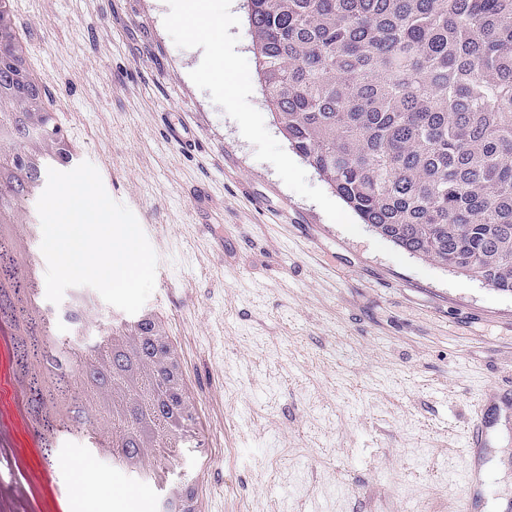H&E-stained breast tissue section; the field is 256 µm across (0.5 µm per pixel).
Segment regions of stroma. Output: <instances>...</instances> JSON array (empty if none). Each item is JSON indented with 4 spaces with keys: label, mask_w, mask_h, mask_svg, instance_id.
I'll use <instances>...</instances> for the list:
<instances>
[{
    "label": "stroma",
    "mask_w": 512,
    "mask_h": 512,
    "mask_svg": "<svg viewBox=\"0 0 512 512\" xmlns=\"http://www.w3.org/2000/svg\"><path fill=\"white\" fill-rule=\"evenodd\" d=\"M14 0L81 160L158 257L195 397L174 475L203 512H512V292L376 234L290 149L261 93L244 0ZM220 31L233 75L190 39ZM187 125V152L164 133ZM210 224L224 227L216 249ZM483 406L485 480L460 450ZM39 466L0 419V479ZM72 512H161L124 469Z\"/></svg>",
    "instance_id": "obj_1"
}]
</instances>
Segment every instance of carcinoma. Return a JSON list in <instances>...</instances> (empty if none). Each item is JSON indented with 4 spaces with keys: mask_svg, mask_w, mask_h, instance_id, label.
<instances>
[{
    "mask_svg": "<svg viewBox=\"0 0 512 512\" xmlns=\"http://www.w3.org/2000/svg\"><path fill=\"white\" fill-rule=\"evenodd\" d=\"M291 149L381 237L512 292V0H246Z\"/></svg>",
    "mask_w": 512,
    "mask_h": 512,
    "instance_id": "cac0c4a2",
    "label": "carcinoma"
}]
</instances>
